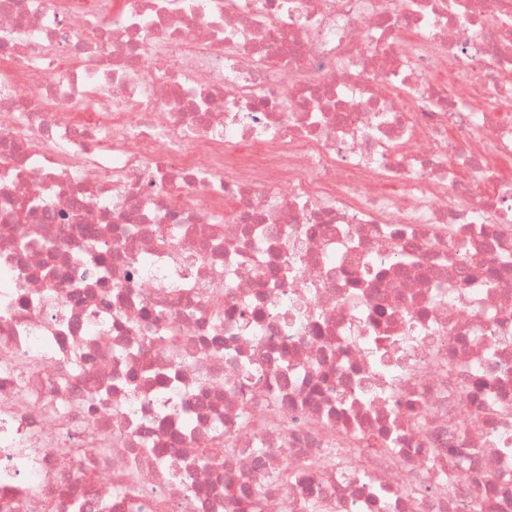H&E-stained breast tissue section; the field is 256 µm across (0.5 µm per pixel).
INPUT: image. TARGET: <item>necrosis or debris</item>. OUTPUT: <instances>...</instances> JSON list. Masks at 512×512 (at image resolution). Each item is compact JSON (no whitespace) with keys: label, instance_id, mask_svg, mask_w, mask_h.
Here are the masks:
<instances>
[{"label":"necrosis or debris","instance_id":"necrosis-or-debris-1","mask_svg":"<svg viewBox=\"0 0 512 512\" xmlns=\"http://www.w3.org/2000/svg\"><path fill=\"white\" fill-rule=\"evenodd\" d=\"M0 512H512V0H0Z\"/></svg>","mask_w":512,"mask_h":512}]
</instances>
